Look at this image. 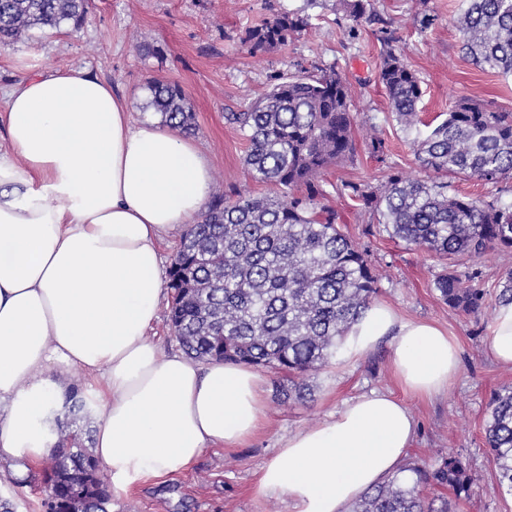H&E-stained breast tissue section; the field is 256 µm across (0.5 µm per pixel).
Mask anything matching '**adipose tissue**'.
Here are the masks:
<instances>
[{
    "label": "adipose tissue",
    "instance_id": "obj_1",
    "mask_svg": "<svg viewBox=\"0 0 512 512\" xmlns=\"http://www.w3.org/2000/svg\"><path fill=\"white\" fill-rule=\"evenodd\" d=\"M130 112L111 84L76 70L32 76L5 94L0 475L27 479L54 448L46 412L65 396L54 369L100 379L93 451L117 494L187 469L204 449L245 441L263 420L265 380L252 367L202 366L147 337L167 278L159 243L200 221L211 172L194 142L133 124ZM386 338L405 391H447L459 351L446 330L375 304L348 332L349 358ZM486 350L512 367V303L497 306ZM415 434L392 393L360 395L322 426L289 436L256 491L287 497L293 512H345L400 472Z\"/></svg>",
    "mask_w": 512,
    "mask_h": 512
}]
</instances>
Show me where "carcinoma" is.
<instances>
[{"instance_id":"obj_1","label":"carcinoma","mask_w":512,"mask_h":512,"mask_svg":"<svg viewBox=\"0 0 512 512\" xmlns=\"http://www.w3.org/2000/svg\"><path fill=\"white\" fill-rule=\"evenodd\" d=\"M462 49L473 64L512 77V0H463ZM354 19L369 0H338ZM89 0H0V47L64 26L78 30ZM307 25L283 12L249 30L254 51L285 46ZM379 70L391 114L410 137L427 172L409 178L399 170L384 181L342 180L327 191L322 175L352 162L356 130L351 83L336 67L318 76L287 78L272 85L242 112L230 113L249 142L244 166L262 195L216 197L197 224L189 225L168 273L169 321L185 352L194 358L269 367L301 378L336 357L351 324L379 293L381 273L368 250L353 244L331 194L347 197L372 215L364 234L383 232L409 247L447 261L435 288L448 307L467 315L493 308L486 293L468 285L474 274L457 266L494 248L512 249V201L463 196L452 180L488 185L512 180V113L462 99L446 117L425 123L418 115L423 91L402 53L384 42ZM149 104L164 122L195 129L182 88L150 81ZM496 303H512V268L497 284ZM498 485L512 494V387L489 401L485 427ZM90 430L66 433L54 446L46 483L71 512H110L111 504L88 452ZM350 504L349 512H450L435 506L426 488H446L455 499L470 497L475 478L464 458L450 453L432 466L408 465Z\"/></svg>"}]
</instances>
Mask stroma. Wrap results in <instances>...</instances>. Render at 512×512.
Instances as JSON below:
<instances>
[{
	"label": "stroma",
	"mask_w": 512,
	"mask_h": 512,
	"mask_svg": "<svg viewBox=\"0 0 512 512\" xmlns=\"http://www.w3.org/2000/svg\"><path fill=\"white\" fill-rule=\"evenodd\" d=\"M462 0H372L371 16L358 21L337 10L336 0H93L79 31L35 33L25 43L0 48V90L35 72L72 69L105 79L131 103L133 122H159L148 104L149 80L179 84L189 96L195 130L189 135L207 158L211 194L266 192L243 165L247 150L238 126L227 119L262 95L279 79L316 75L334 66L353 86L357 122L372 120L388 152L377 161L359 147L354 163L331 167L324 179L378 183L397 169L421 174L410 141L389 116L378 80L383 36L392 37L424 91L421 116L430 121L467 98L512 112V78L482 70L460 51ZM282 12L307 17L306 29L286 46L251 53L248 30ZM358 246L371 250L383 279L378 302L403 319L427 320L448 331L460 346V371L446 394L426 399L406 393L391 369V348L381 343L364 355H338L327 366L304 375L310 395L300 403L280 392L283 377L262 369L266 417L258 433L234 448H208L188 469L136 482L113 496L112 512H292L286 497H256L261 467L288 436L328 421L345 403L379 390L402 400L416 421L407 462L434 464L462 454L475 476L470 499L453 503V512H512V495L498 486L483 431L492 393L512 385V368L497 364L485 349L491 326L484 317L448 308L434 288L443 263L422 249H409L385 236L367 238L369 221L348 199L336 200ZM42 470L25 483L0 481V500L13 512H44Z\"/></svg>",
	"instance_id": "obj_1"
}]
</instances>
